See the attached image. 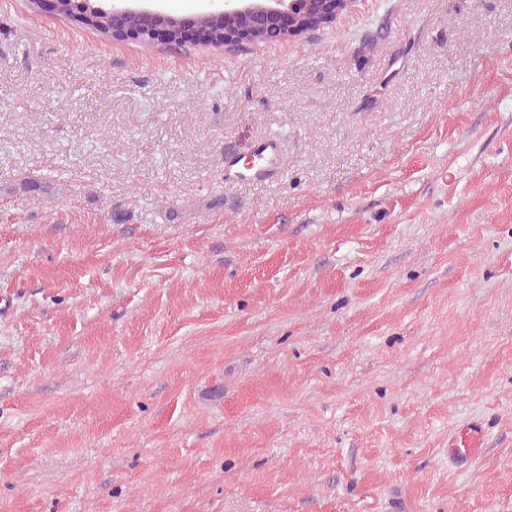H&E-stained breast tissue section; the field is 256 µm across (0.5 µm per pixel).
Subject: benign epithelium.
I'll use <instances>...</instances> for the list:
<instances>
[{"label":"benign epithelium","instance_id":"obj_1","mask_svg":"<svg viewBox=\"0 0 512 512\" xmlns=\"http://www.w3.org/2000/svg\"><path fill=\"white\" fill-rule=\"evenodd\" d=\"M357 0H208V4L199 14L191 19H179L186 38L194 44H210L202 35L197 26V19L205 13H224L236 15L249 21V30L261 31L268 42L284 41L286 34L293 32L295 37L301 38L311 30L297 31L301 16L316 12L325 20L324 26L329 27L336 23L343 15L355 6ZM98 10L112 14L115 28L112 39L123 40L129 35H138V32L120 27V20L129 13L142 16L148 25L147 37L143 42L151 44L155 41L170 43L169 29L161 23L166 14L156 9L133 6L129 0H112L108 7L100 6Z\"/></svg>","mask_w":512,"mask_h":512}]
</instances>
